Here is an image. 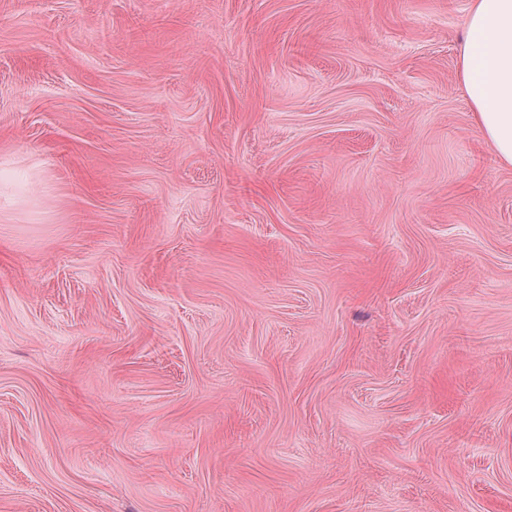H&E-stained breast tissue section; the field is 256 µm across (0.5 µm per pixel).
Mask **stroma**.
I'll list each match as a JSON object with an SVG mask.
<instances>
[{
    "mask_svg": "<svg viewBox=\"0 0 512 512\" xmlns=\"http://www.w3.org/2000/svg\"><path fill=\"white\" fill-rule=\"evenodd\" d=\"M471 6L0 0V512H512Z\"/></svg>",
    "mask_w": 512,
    "mask_h": 512,
    "instance_id": "1",
    "label": "stroma"
}]
</instances>
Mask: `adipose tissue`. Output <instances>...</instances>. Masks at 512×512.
I'll list each match as a JSON object with an SVG mask.
<instances>
[{
    "mask_svg": "<svg viewBox=\"0 0 512 512\" xmlns=\"http://www.w3.org/2000/svg\"><path fill=\"white\" fill-rule=\"evenodd\" d=\"M460 64L478 128L499 160L512 165V0H473Z\"/></svg>",
    "mask_w": 512,
    "mask_h": 512,
    "instance_id": "1",
    "label": "adipose tissue"
}]
</instances>
